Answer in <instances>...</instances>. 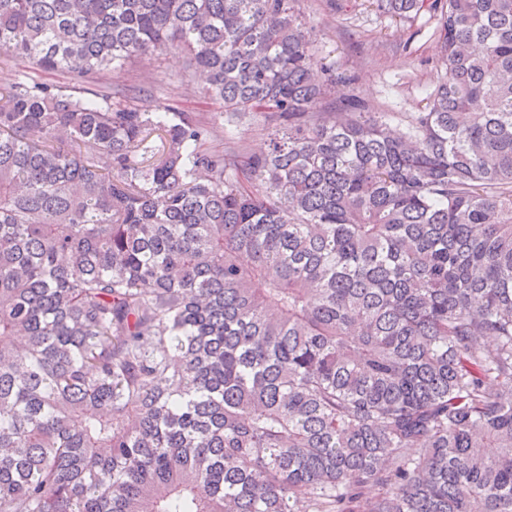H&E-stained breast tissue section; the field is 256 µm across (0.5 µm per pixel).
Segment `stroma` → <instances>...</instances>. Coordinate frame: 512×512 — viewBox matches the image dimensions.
I'll return each mask as SVG.
<instances>
[{
    "instance_id": "obj_1",
    "label": "stroma",
    "mask_w": 512,
    "mask_h": 512,
    "mask_svg": "<svg viewBox=\"0 0 512 512\" xmlns=\"http://www.w3.org/2000/svg\"><path fill=\"white\" fill-rule=\"evenodd\" d=\"M296 8L312 29L309 51L351 77L350 82L337 84L335 99L358 96L371 111L388 113L394 126L407 124L412 113L423 109L444 74L439 23L429 9L399 22L379 14L370 0H337L333 9L325 0H297ZM25 78L68 85L84 82L78 71L35 70L0 53V86ZM126 85L141 86V93L131 96L129 103L145 112L173 108L213 113L208 130L213 147H225L233 139L255 153L269 142L271 130L261 116L251 114L231 126L220 118V105L203 98L204 79L191 72L185 54L172 51L135 60L112 77L113 88Z\"/></svg>"
}]
</instances>
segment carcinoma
I'll return each mask as SVG.
<instances>
[{"label":"carcinoma","mask_w":512,"mask_h":512,"mask_svg":"<svg viewBox=\"0 0 512 512\" xmlns=\"http://www.w3.org/2000/svg\"><path fill=\"white\" fill-rule=\"evenodd\" d=\"M295 2L0 0L35 69L180 50L275 127L0 89V512H512V0H372L443 31L398 130ZM268 127L259 115H247L233 126H228L224 118L217 117L209 125L208 144L221 149L227 146L228 138L233 136L237 144L247 152H259L269 142L272 130Z\"/></svg>","instance_id":"obj_1"}]
</instances>
